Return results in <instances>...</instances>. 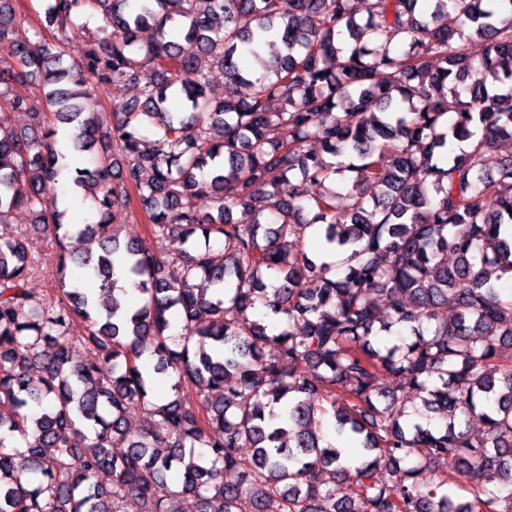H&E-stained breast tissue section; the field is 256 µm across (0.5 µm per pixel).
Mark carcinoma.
I'll list each match as a JSON object with an SVG mask.
<instances>
[{
    "mask_svg": "<svg viewBox=\"0 0 512 512\" xmlns=\"http://www.w3.org/2000/svg\"><path fill=\"white\" fill-rule=\"evenodd\" d=\"M16 22L0 0V101L33 120L19 131L0 113V512H122L128 498L140 512H186L189 498L237 512L243 496L254 512H512V293L496 288L512 277V153L487 163L512 142V0H47L36 35L52 40L37 46L12 40ZM215 67L236 89L221 101ZM88 75L143 84L104 115L84 103ZM9 80L35 85L43 109ZM61 124L95 153L73 175L95 221L74 231L51 195ZM201 181L214 214L194 203ZM131 191L153 239L190 250L120 241L127 215L110 196ZM19 209L56 259L43 301L24 234L4 231ZM314 227L341 275L289 244ZM75 235L99 249L75 255ZM117 253L142 296L131 312ZM258 305L285 326L246 321ZM394 327L409 338L374 340ZM76 343L92 358L75 361ZM146 353L172 381L164 403ZM408 388L441 426L407 419Z\"/></svg>",
    "mask_w": 512,
    "mask_h": 512,
    "instance_id": "obj_1",
    "label": "carcinoma"
}]
</instances>
